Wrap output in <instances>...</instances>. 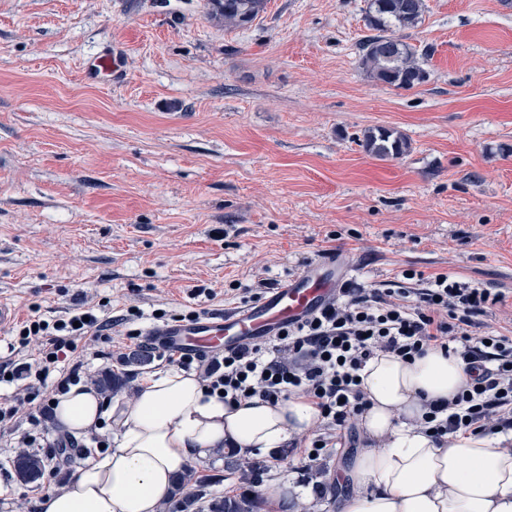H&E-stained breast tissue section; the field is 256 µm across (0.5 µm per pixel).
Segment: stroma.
<instances>
[{"mask_svg": "<svg viewBox=\"0 0 512 512\" xmlns=\"http://www.w3.org/2000/svg\"><path fill=\"white\" fill-rule=\"evenodd\" d=\"M425 3L405 36L429 49L428 77L403 90L361 64L365 0H268L242 29L207 0H0V303L21 319L108 300L119 324L86 371L122 367L105 397L128 404L168 364L127 328L248 305L328 253L367 288L413 268L499 291L482 321L512 335V0ZM115 50L121 77L85 83ZM378 127L407 139L402 156L357 144ZM132 306L142 319L121 324ZM28 428L0 427V512H39L85 461L20 482ZM354 450L314 462L320 494L289 446L194 468L259 512H338ZM266 463L265 481L296 487L288 507L252 482Z\"/></svg>", "mask_w": 512, "mask_h": 512, "instance_id": "obj_1", "label": "stroma"}]
</instances>
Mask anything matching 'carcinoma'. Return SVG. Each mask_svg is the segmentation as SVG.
Wrapping results in <instances>:
<instances>
[{
	"label": "carcinoma",
	"mask_w": 512,
	"mask_h": 512,
	"mask_svg": "<svg viewBox=\"0 0 512 512\" xmlns=\"http://www.w3.org/2000/svg\"><path fill=\"white\" fill-rule=\"evenodd\" d=\"M267 0H209L210 16L238 28L250 26L264 12ZM425 11V0H367L366 27L375 34L359 43L361 63L377 80L398 89H411L427 79V71L417 58L416 49L397 35L401 30L416 27ZM361 146L380 158L398 157L408 148L406 138L385 128L367 131ZM17 476L26 483L43 476L40 457L20 452L13 462ZM194 470H187L176 483L171 495L163 501L166 512H193L197 494L181 491L193 479ZM209 512H258L254 498L214 499Z\"/></svg>",
	"instance_id": "1"
}]
</instances>
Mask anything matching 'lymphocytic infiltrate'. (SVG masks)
<instances>
[{
    "label": "lymphocytic infiltrate",
    "mask_w": 512,
    "mask_h": 512,
    "mask_svg": "<svg viewBox=\"0 0 512 512\" xmlns=\"http://www.w3.org/2000/svg\"><path fill=\"white\" fill-rule=\"evenodd\" d=\"M502 293L438 274L427 287L341 288L334 301L305 322L290 327L272 344L200 355L181 352V370L200 374L210 393L234 404L258 398L273 404L295 397L319 412L321 433L305 449L309 461L343 444L368 406L359 377L381 354L403 360L432 347L457 358L469 380L451 400L427 403L417 428L441 442L460 433L495 434L512 430V336L477 333V319L502 303ZM112 319L107 302L46 318L28 315L12 330L8 354L0 360V383L17 382L19 397L0 400V424L26 414L31 429L25 448H43L47 466L61 449L77 447L74 437L48 440L43 423L57 397L86 384L83 339L109 341ZM37 346L35 361L19 355Z\"/></svg>",
    "instance_id": "lymphocytic-infiltrate-1"
}]
</instances>
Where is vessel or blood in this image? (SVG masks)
<instances>
[{
	"label": "vessel or blood",
	"mask_w": 512,
	"mask_h": 512,
	"mask_svg": "<svg viewBox=\"0 0 512 512\" xmlns=\"http://www.w3.org/2000/svg\"><path fill=\"white\" fill-rule=\"evenodd\" d=\"M121 67L119 54H106L95 58L86 68L85 77L93 81L103 73H118ZM347 269V264L337 262L335 256L317 257L295 277L251 304L190 322L156 326L150 336L162 347L174 346L206 354L267 342L288 324L303 322L331 302Z\"/></svg>",
	"instance_id": "b4317fda"
}]
</instances>
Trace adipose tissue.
I'll return each instance as SVG.
<instances>
[{"label":"adipose tissue","instance_id":"obj_1","mask_svg":"<svg viewBox=\"0 0 512 512\" xmlns=\"http://www.w3.org/2000/svg\"><path fill=\"white\" fill-rule=\"evenodd\" d=\"M369 406L360 418L369 443L348 460L351 488L340 512H512V450L506 435H458L443 444L410 426L425 404L464 386L462 364L438 348L412 361L382 354L362 371ZM406 422H398V414ZM318 417L306 399L230 406L208 394L195 373L148 376L133 405L81 385L60 395L61 431L91 435L111 421L113 448L89 456L42 512H158L173 480L191 461L228 447L241 454L279 448L308 432Z\"/></svg>","mask_w":512,"mask_h":512}]
</instances>
